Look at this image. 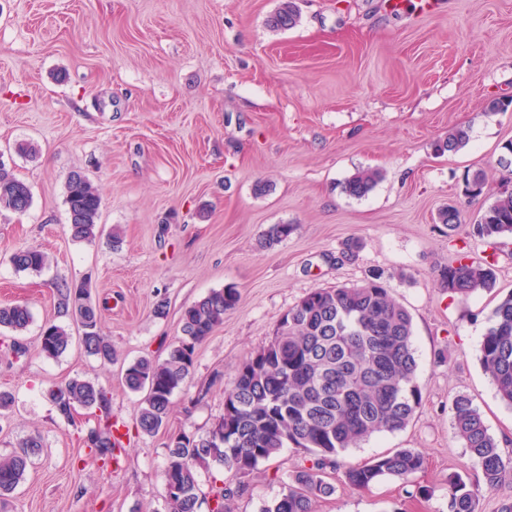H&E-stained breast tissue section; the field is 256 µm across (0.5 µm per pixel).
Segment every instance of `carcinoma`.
<instances>
[{"instance_id": "1", "label": "carcinoma", "mask_w": 512, "mask_h": 512, "mask_svg": "<svg viewBox=\"0 0 512 512\" xmlns=\"http://www.w3.org/2000/svg\"><path fill=\"white\" fill-rule=\"evenodd\" d=\"M298 21L294 0H284L269 19V27L291 29ZM469 139L468 128L454 127L440 149L457 152ZM381 179L378 170H358L344 181L343 189L360 199ZM65 202L71 237L94 241L101 233L102 198L97 186L74 171L66 182ZM31 203L28 185L0 161V210L17 207L24 213ZM438 219L454 231L461 223L460 211L450 204ZM293 231L292 224H273L261 245L270 247ZM472 231L490 244L512 239V190L501 192L481 212ZM10 263L18 271L40 272L51 258L40 248L27 247L14 251ZM495 284L494 265L472 261L464 253L440 279V287L461 300L479 290L491 291ZM57 296L62 313L72 315L82 330L84 351L103 363L114 362L116 352L102 330L88 285L62 282ZM238 301L233 288L209 292L183 312L182 337L165 359L141 357L126 365L125 387L144 393L135 421L138 431L152 435L167 425L172 397L190 374L197 345L224 323V314ZM31 320L25 305L0 306V329L20 334ZM70 343L67 330L50 323L42 330L40 352L56 358ZM480 362L500 400L511 407L512 292L502 296L492 312ZM417 368L413 317L380 274L349 286L310 291L283 314L271 341L237 367L224 393V415L215 426L204 434L182 432L167 444L164 478L175 485L176 492L165 500L166 512H200L205 499L200 495L197 468L215 463L242 478L290 444L304 449L310 458L290 476L287 492L261 512H314L317 499L335 492L327 481L329 470H343L344 483L355 490H368L383 479L411 482L427 462L416 448H399L353 465L341 463L339 457L374 434L402 431L413 421L423 401ZM47 395L67 421L70 412L78 409L96 416L97 425L83 435L95 456L109 463L116 456H126L124 434L112 420V396L103 387L73 377L51 385ZM451 426L481 467L485 488L496 490L512 473V457L504 455L468 396L453 399ZM40 448L41 437L35 434L23 440L18 450L0 454L1 509ZM478 498L479 489L469 487L461 477L448 481V512H477Z\"/></svg>"}]
</instances>
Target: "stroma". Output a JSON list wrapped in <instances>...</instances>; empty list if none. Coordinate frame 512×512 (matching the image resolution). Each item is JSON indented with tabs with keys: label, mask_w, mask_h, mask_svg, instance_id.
I'll list each match as a JSON object with an SVG mask.
<instances>
[{
	"label": "stroma",
	"mask_w": 512,
	"mask_h": 512,
	"mask_svg": "<svg viewBox=\"0 0 512 512\" xmlns=\"http://www.w3.org/2000/svg\"><path fill=\"white\" fill-rule=\"evenodd\" d=\"M282 0H0V161L30 188L24 214L0 210V305L28 306L24 357L0 330V454L29 435L42 446L8 512H165L167 436L205 433L224 414L237 365L270 340L280 317L316 288L382 274L411 313L423 402L401 432L376 434L343 460L356 464L398 449L424 451L411 483L371 489L329 474L332 496L316 512H448V478L479 488L478 512H496L500 492L451 427L455 396L471 398L504 452L512 453V407L480 364V344L500 296L512 290V240L499 250L470 226L501 187V146L512 140V0H295L299 23L269 28ZM470 128L468 145L439 152L449 130ZM36 145L35 157L15 145ZM381 181L364 198L342 190L360 169ZM487 174L482 195L464 177ZM83 172L102 195L95 242L68 232L66 182ZM269 186L256 194L257 183ZM455 204L456 231L437 219ZM272 224L288 239L260 248ZM122 243L111 247L108 233ZM361 249L342 259L347 241ZM38 246L53 261L19 272L9 261ZM493 259L494 290L460 300L440 288L459 253ZM87 283L101 325L121 359L165 358L181 336L185 308L212 290L239 301L197 348L172 397L166 429L132 424L141 394L126 390L118 364L88 356L79 341L56 358L39 352L42 327L76 332L58 311L56 286ZM167 304L156 315L157 301ZM73 377L111 391L112 418L128 425L127 458L101 463L80 438L96 419H60L50 383ZM307 457L288 447L236 479L218 466L198 471L203 494L231 486L232 512H260L286 493ZM428 497L417 496L418 488Z\"/></svg>",
	"instance_id": "1"
}]
</instances>
